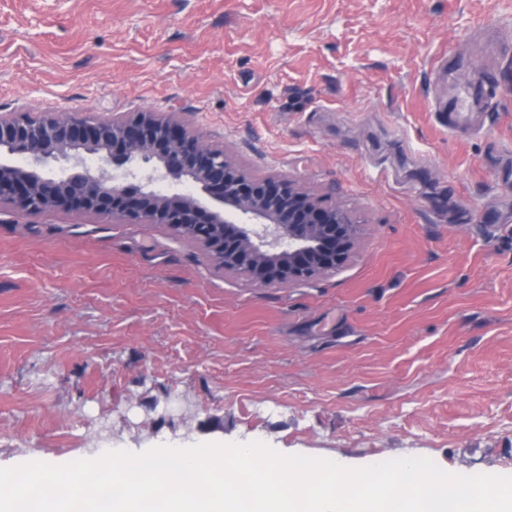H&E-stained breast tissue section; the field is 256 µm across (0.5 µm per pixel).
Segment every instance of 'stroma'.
Here are the masks:
<instances>
[{
    "instance_id": "obj_1",
    "label": "stroma",
    "mask_w": 512,
    "mask_h": 512,
    "mask_svg": "<svg viewBox=\"0 0 512 512\" xmlns=\"http://www.w3.org/2000/svg\"><path fill=\"white\" fill-rule=\"evenodd\" d=\"M14 112H179L360 226L258 286L160 224L1 203L0 467L222 440L512 476V0H0ZM481 99L479 87L469 86L448 99V130L457 134H469L484 126L483 112H478Z\"/></svg>"
}]
</instances>
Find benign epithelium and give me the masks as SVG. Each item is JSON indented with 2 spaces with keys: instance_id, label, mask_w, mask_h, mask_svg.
<instances>
[{
  "instance_id": "7a95c632",
  "label": "benign epithelium",
  "mask_w": 512,
  "mask_h": 512,
  "mask_svg": "<svg viewBox=\"0 0 512 512\" xmlns=\"http://www.w3.org/2000/svg\"><path fill=\"white\" fill-rule=\"evenodd\" d=\"M170 181L197 189L209 205L191 191L156 189ZM2 201L22 214L78 211L162 224L193 236L214 266L243 271L260 286L333 272L357 239L348 210L323 204L290 178L246 176L176 113L0 116Z\"/></svg>"
}]
</instances>
